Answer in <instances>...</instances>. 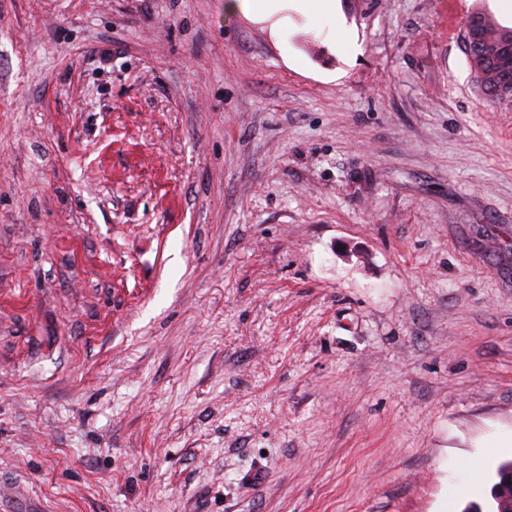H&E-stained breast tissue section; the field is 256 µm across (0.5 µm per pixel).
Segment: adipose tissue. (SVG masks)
<instances>
[{
  "label": "adipose tissue",
  "instance_id": "1",
  "mask_svg": "<svg viewBox=\"0 0 512 512\" xmlns=\"http://www.w3.org/2000/svg\"><path fill=\"white\" fill-rule=\"evenodd\" d=\"M230 9L242 13L252 22L266 25L287 60L295 55L289 44L288 27L292 15L326 28L330 48L351 51L355 46L346 28L337 0H231Z\"/></svg>",
  "mask_w": 512,
  "mask_h": 512
}]
</instances>
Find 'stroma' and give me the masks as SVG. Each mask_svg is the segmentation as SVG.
Masks as SVG:
<instances>
[{"instance_id": "obj_1", "label": "stroma", "mask_w": 512, "mask_h": 512, "mask_svg": "<svg viewBox=\"0 0 512 512\" xmlns=\"http://www.w3.org/2000/svg\"><path fill=\"white\" fill-rule=\"evenodd\" d=\"M0 0V476L36 512H463L512 429L494 0ZM479 458L480 468L462 469ZM257 482H249L251 473ZM228 8L239 11L252 22L268 27L285 58L295 66L304 64L299 60L289 44L288 27L291 21L289 12L304 18L308 23H318L327 28L326 41L331 49L350 53L355 42L346 28L338 0H229ZM474 15L483 20L482 26L484 40L487 43L494 42L498 38V32L501 29H506L500 25H492L489 21L488 15L485 13L475 12ZM510 30L511 29L503 30L500 33L497 45L492 49L491 55H487L485 53V47L482 46V43L479 41V37H473V40L467 42V49L469 53L473 51L480 52L483 57L491 58L494 61L495 68L494 71H492L488 68V62H485L482 58L475 55L471 56L466 51L470 65L476 75L482 92L492 101L502 99L500 96L504 98L512 97V30ZM481 72L486 74V76L483 77V81L481 80ZM493 72L498 75L496 81V93L500 96L492 95L486 91L493 87L491 85Z\"/></svg>"}]
</instances>
